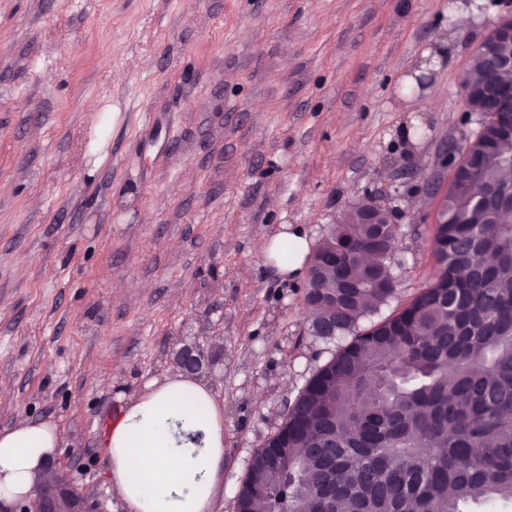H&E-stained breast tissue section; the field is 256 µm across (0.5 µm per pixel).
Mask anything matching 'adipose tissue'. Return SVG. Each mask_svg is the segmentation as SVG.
Listing matches in <instances>:
<instances>
[{
    "instance_id": "obj_1",
    "label": "adipose tissue",
    "mask_w": 512,
    "mask_h": 512,
    "mask_svg": "<svg viewBox=\"0 0 512 512\" xmlns=\"http://www.w3.org/2000/svg\"><path fill=\"white\" fill-rule=\"evenodd\" d=\"M293 251L281 260L282 242ZM261 253L281 272L305 271L309 243L300 229L264 238ZM62 436L49 422L0 430V499L32 495L36 478H50L48 461ZM113 490L129 512H212L222 493L224 406L204 384L183 376L149 381L101 438Z\"/></svg>"
}]
</instances>
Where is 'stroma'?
Instances as JSON below:
<instances>
[{
	"label": "stroma",
	"instance_id": "obj_1",
	"mask_svg": "<svg viewBox=\"0 0 512 512\" xmlns=\"http://www.w3.org/2000/svg\"><path fill=\"white\" fill-rule=\"evenodd\" d=\"M509 14L512 0H0V429L56 424L58 467L127 512L102 430L200 348L196 378L224 405L214 512H235L255 451L337 349L309 331L305 278L260 240L298 226L317 244L372 195L399 214L380 316L425 288L439 150L476 132L462 76ZM161 107L179 137L156 170L136 136Z\"/></svg>",
	"mask_w": 512,
	"mask_h": 512
}]
</instances>
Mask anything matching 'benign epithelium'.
I'll list each match as a JSON object with an SVG mask.
<instances>
[{
    "instance_id": "obj_1",
    "label": "benign epithelium",
    "mask_w": 512,
    "mask_h": 512,
    "mask_svg": "<svg viewBox=\"0 0 512 512\" xmlns=\"http://www.w3.org/2000/svg\"><path fill=\"white\" fill-rule=\"evenodd\" d=\"M485 88V104L498 112H512V59H488ZM462 152L463 146L458 143L446 144L441 152V166L455 172ZM201 362V354L190 348L183 349L178 357V364L188 373L199 371ZM0 512H99V503L58 469L54 483L36 486L32 501L0 504Z\"/></svg>"
}]
</instances>
